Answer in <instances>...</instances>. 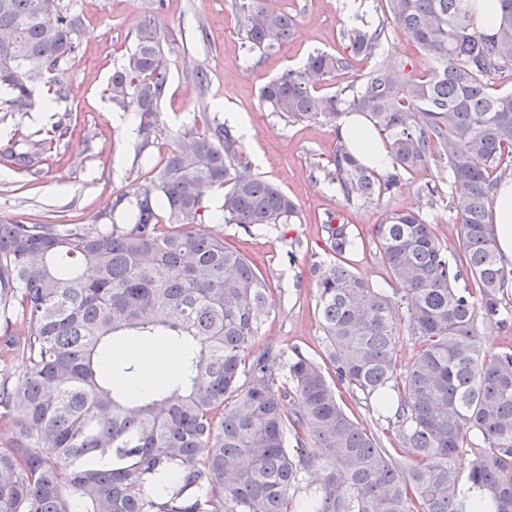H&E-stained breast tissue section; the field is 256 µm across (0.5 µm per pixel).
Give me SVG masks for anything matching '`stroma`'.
<instances>
[{"label":"stroma","instance_id":"1","mask_svg":"<svg viewBox=\"0 0 512 512\" xmlns=\"http://www.w3.org/2000/svg\"><path fill=\"white\" fill-rule=\"evenodd\" d=\"M79 14L82 25L77 48L64 68L70 88L68 101L45 104L48 87L37 84L35 103L25 112L0 109V146L9 140L49 136L66 121L65 137L49 145L38 170L0 164V221L24 224L100 225L105 206L116 195L148 184L158 173L173 136L199 113L218 123L228 113L244 118L249 127L242 142L251 159L252 174L276 184L297 204L294 224L243 229L224 221L221 195H210V213L203 228L223 235L225 242L246 255L268 280L274 306L261 325L255 351H301L321 358L324 336L317 308L314 269L335 261L326 243L323 221L340 215L356 242L350 253L354 272L392 299H399L374 243V227L387 211H422L434 225L449 259L462 253L460 226L449 198L428 201L422 188L447 180L446 170L429 167L409 175L402 187L380 201L349 205L334 186L313 181L315 166L327 165L338 141L337 129L325 121L290 123L261 103L259 92L270 79L302 64L316 50L341 54L340 36L355 16H377L386 0H273L295 15L291 40L266 52L249 51L231 0H62ZM155 9L167 36L169 87L159 112L162 135L153 154L138 155V136L126 121L129 111L112 103L106 88L113 71L130 53L140 15ZM209 74L206 92L188 77L192 66ZM208 111H201V102ZM343 404L389 448L397 466L408 463L399 441L388 429V412L366 407L347 387H340Z\"/></svg>","mask_w":512,"mask_h":512}]
</instances>
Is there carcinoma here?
<instances>
[{
	"label": "carcinoma",
	"mask_w": 512,
	"mask_h": 512,
	"mask_svg": "<svg viewBox=\"0 0 512 512\" xmlns=\"http://www.w3.org/2000/svg\"><path fill=\"white\" fill-rule=\"evenodd\" d=\"M495 30L484 31L471 0H387L371 23L341 31L349 54L316 51L261 90L290 122H337L364 115L387 149L380 175L338 140L311 178L337 185L347 204L397 191L404 176L431 165L448 182L463 259L452 265L434 226L417 211L386 212L375 243L405 310L340 263L316 267L317 306L334 377L366 404L397 405L395 426L409 458L388 449L340 405L321 364L263 350L252 354L270 314L268 281L224 238L201 229L209 193L222 192L224 220L245 229L294 224L296 203L248 174L251 161L225 124L175 135L148 185L117 195L110 215L127 224H5L0 221V305H18L25 327L3 325L0 347L21 359L0 375V512H465L471 490L495 512H512V348L486 355L478 322L491 324L505 301V276L489 214L502 178L512 177V0H498ZM232 7L248 50L288 41L294 17L262 0ZM80 16L60 0H0V87L11 110L30 106L42 80L67 100L61 65L74 52ZM391 34L426 61L378 54ZM155 11L144 12L132 53L112 73V102L139 119L137 153L160 138L169 80ZM370 70L336 91L317 84ZM45 141L0 158L31 170ZM168 214L170 229L160 224ZM330 250L353 251L339 216L324 221ZM419 343L406 364L399 337ZM169 336L184 348L181 375L140 396L118 393L101 374L100 350L148 347ZM295 447H289V444ZM472 459L466 480L458 452ZM319 475L308 498L294 491Z\"/></svg>",
	"instance_id": "obj_1"
}]
</instances>
